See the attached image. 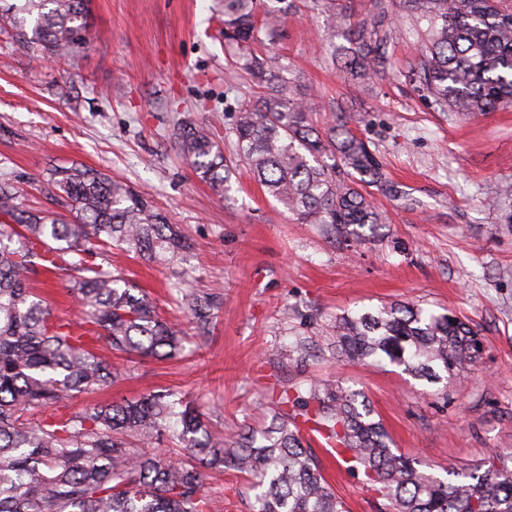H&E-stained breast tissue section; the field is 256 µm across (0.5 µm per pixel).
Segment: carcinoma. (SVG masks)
Listing matches in <instances>:
<instances>
[{
    "label": "carcinoma",
    "instance_id": "carcinoma-1",
    "mask_svg": "<svg viewBox=\"0 0 512 512\" xmlns=\"http://www.w3.org/2000/svg\"><path fill=\"white\" fill-rule=\"evenodd\" d=\"M224 0V34L265 94L242 105L226 157L213 129L185 121L175 138L197 177L227 197L231 176L245 165L301 224H325L344 242L360 243L386 226L359 184L396 193L368 145L339 113L326 134L308 121V107L291 90L275 58L250 49L279 38V14L292 0ZM323 25L347 24L336 0H320ZM427 24L418 51V77L446 112L476 115L512 106V0H398ZM89 0H0V21L21 43L56 59L73 53L85 29ZM389 5L378 0L362 26L350 30L344 67L362 77L389 65L383 32ZM60 211L32 213L16 190L0 183V512H215L205 470L247 475L253 512H347L320 474L304 433H318L382 500L379 512H512V466L495 452L470 469L436 477L391 448L366 397L338 382L284 386L270 421L243 442L226 445L200 412L168 391L137 401L61 411L77 393L111 385L124 371L100 355L171 358L184 333L157 315L152 300L107 266L108 251L126 247L154 259L175 258L188 243L182 232L142 195L107 174L73 161L48 179ZM17 238V246L3 242ZM42 261L78 272L71 288L81 321L64 320L31 288ZM195 328L209 332L216 305L180 289ZM336 343L353 360H386L428 384L457 376L483 342L450 313L416 305H383L336 320ZM170 433L184 456L165 461L150 445Z\"/></svg>",
    "mask_w": 512,
    "mask_h": 512
}]
</instances>
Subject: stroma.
Listing matches in <instances>:
<instances>
[{
  "label": "stroma",
  "instance_id": "1",
  "mask_svg": "<svg viewBox=\"0 0 512 512\" xmlns=\"http://www.w3.org/2000/svg\"><path fill=\"white\" fill-rule=\"evenodd\" d=\"M320 24L314 0H294L281 37L256 50L276 58L316 125L344 106L350 131L398 184L397 200L364 189L388 216L376 237L348 244L324 225L297 223L247 168L225 200L196 177L177 122L214 125L233 155L232 127L253 94L224 36V0H92L85 40L62 63L1 30L0 182L24 209L50 211V170L80 161L147 197L191 242L170 261L111 250V271L192 339L182 356L134 359L129 376L76 396L70 410L167 390L236 442L263 423L272 389L337 380L364 392L399 452L442 478L512 453V196L501 193L512 185V108L463 117L434 106L417 74L426 24L411 15H394L386 31L391 69L364 78L334 58L345 34L325 38ZM75 277L43 271L32 286L74 320ZM185 286L216 302L207 338L194 336L178 300ZM390 303L449 310L479 330L484 349L464 379L430 385L386 362L340 357L337 317ZM297 340L299 362L289 358ZM315 455L351 512H377L360 476L324 449ZM206 486L221 512H250L254 494L238 472L208 471Z\"/></svg>",
  "mask_w": 512,
  "mask_h": 512
}]
</instances>
